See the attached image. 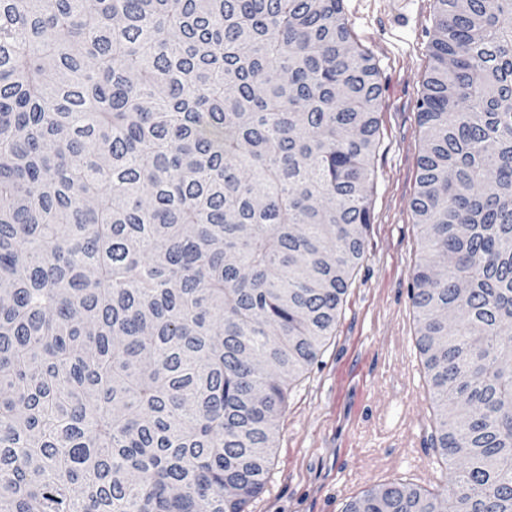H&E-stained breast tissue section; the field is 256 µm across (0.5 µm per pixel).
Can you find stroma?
<instances>
[{
    "label": "stroma",
    "mask_w": 512,
    "mask_h": 512,
    "mask_svg": "<svg viewBox=\"0 0 512 512\" xmlns=\"http://www.w3.org/2000/svg\"><path fill=\"white\" fill-rule=\"evenodd\" d=\"M433 0H344L384 86L372 220L336 329L278 419L266 486L247 512H342L373 487L441 491L457 468L433 445L436 408L410 299L427 253L411 203L423 149L415 102L430 66Z\"/></svg>",
    "instance_id": "35a3bbf8"
}]
</instances>
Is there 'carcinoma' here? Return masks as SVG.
I'll list each match as a JSON object with an SVG mask.
<instances>
[{"mask_svg":"<svg viewBox=\"0 0 512 512\" xmlns=\"http://www.w3.org/2000/svg\"><path fill=\"white\" fill-rule=\"evenodd\" d=\"M413 275L442 491L512 512V0H434ZM343 0H0V512H246L371 224Z\"/></svg>","mask_w":512,"mask_h":512,"instance_id":"cac0c4a2","label":"carcinoma"}]
</instances>
